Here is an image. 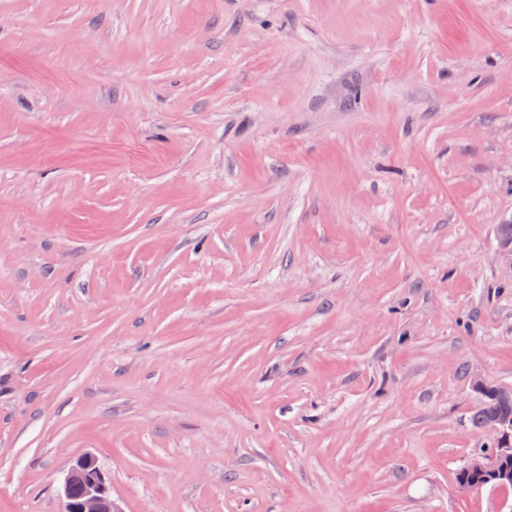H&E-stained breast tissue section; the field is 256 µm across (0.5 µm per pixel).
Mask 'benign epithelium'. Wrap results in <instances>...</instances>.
I'll list each match as a JSON object with an SVG mask.
<instances>
[{
	"label": "benign epithelium",
	"instance_id": "benign-epithelium-1",
	"mask_svg": "<svg viewBox=\"0 0 512 512\" xmlns=\"http://www.w3.org/2000/svg\"><path fill=\"white\" fill-rule=\"evenodd\" d=\"M495 438L492 447L467 460L458 470L457 485L463 492L483 488L480 478L492 476L496 486L512 485V468L503 460L512 458V419L488 424ZM62 512H118L112 500L109 479L89 454L78 457L60 484Z\"/></svg>",
	"mask_w": 512,
	"mask_h": 512
}]
</instances>
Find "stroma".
<instances>
[{
	"label": "stroma",
	"mask_w": 512,
	"mask_h": 512,
	"mask_svg": "<svg viewBox=\"0 0 512 512\" xmlns=\"http://www.w3.org/2000/svg\"><path fill=\"white\" fill-rule=\"evenodd\" d=\"M512 0H0V512H512ZM485 403L473 417V422L478 427L488 424L495 438L492 448L473 456L467 460L458 470L457 485L463 492L483 488L481 477L492 476L497 480V487L512 485V468L503 465V460L512 458V393L495 388H486ZM62 512H118L109 479L89 454L78 457L60 484Z\"/></svg>",
	"instance_id": "stroma-1"
}]
</instances>
